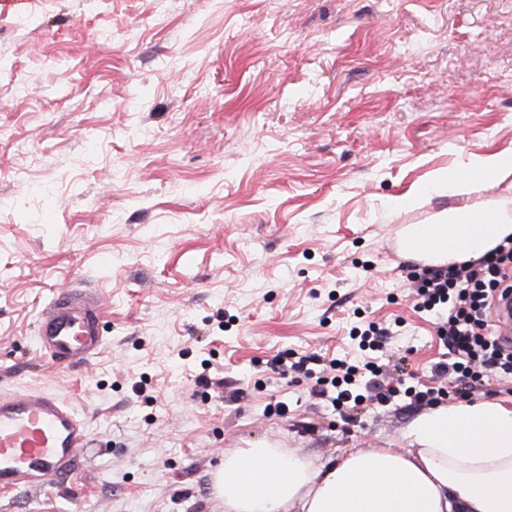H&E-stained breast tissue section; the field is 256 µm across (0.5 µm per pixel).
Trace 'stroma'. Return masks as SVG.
<instances>
[{
  "label": "stroma",
  "mask_w": 512,
  "mask_h": 512,
  "mask_svg": "<svg viewBox=\"0 0 512 512\" xmlns=\"http://www.w3.org/2000/svg\"><path fill=\"white\" fill-rule=\"evenodd\" d=\"M491 152L512 0H0V392L55 393L91 434L56 493L0 512H224L225 449L406 447V398L343 415L266 363L367 360L351 328L399 317L390 352L429 383L443 347L386 249L512 201L511 175L403 202ZM68 289L105 346L61 367L36 327Z\"/></svg>",
  "instance_id": "obj_1"
}]
</instances>
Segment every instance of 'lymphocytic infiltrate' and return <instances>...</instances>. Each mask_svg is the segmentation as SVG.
Wrapping results in <instances>:
<instances>
[{
  "label": "lymphocytic infiltrate",
  "mask_w": 512,
  "mask_h": 512,
  "mask_svg": "<svg viewBox=\"0 0 512 512\" xmlns=\"http://www.w3.org/2000/svg\"><path fill=\"white\" fill-rule=\"evenodd\" d=\"M408 278L414 286L415 310L433 317L446 349L432 367L433 386L404 385L402 379L385 376L382 364L372 360L326 361L315 353L275 356L270 370L283 379H311V396L337 410L357 408L369 397L388 403L402 396L416 407L465 400L490 381H512V346L493 332V312L512 294V245L462 264L414 268Z\"/></svg>",
  "instance_id": "lymphocytic-infiltrate-1"
}]
</instances>
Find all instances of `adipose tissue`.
I'll list each match as a JSON object with an SVG mask.
<instances>
[{
	"instance_id": "obj_1",
	"label": "adipose tissue",
	"mask_w": 512,
	"mask_h": 512,
	"mask_svg": "<svg viewBox=\"0 0 512 512\" xmlns=\"http://www.w3.org/2000/svg\"><path fill=\"white\" fill-rule=\"evenodd\" d=\"M512 174L492 153L436 174L432 191L462 196ZM512 239V214L463 204L412 242L448 263L477 260ZM405 448H351L315 465L270 448L225 452L214 475L224 512H512V406L439 405L409 426Z\"/></svg>"
}]
</instances>
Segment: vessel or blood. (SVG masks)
<instances>
[{
	"mask_svg": "<svg viewBox=\"0 0 512 512\" xmlns=\"http://www.w3.org/2000/svg\"><path fill=\"white\" fill-rule=\"evenodd\" d=\"M102 311L69 294L54 297L37 327L39 348L52 361H87L102 347ZM88 424L68 402L41 389L0 395V491L55 492L80 466Z\"/></svg>",
	"mask_w": 512,
	"mask_h": 512,
	"instance_id": "b4317fda",
	"label": "vessel or blood"
}]
</instances>
